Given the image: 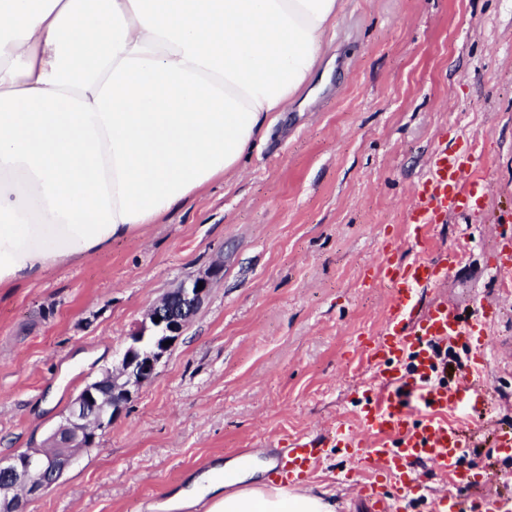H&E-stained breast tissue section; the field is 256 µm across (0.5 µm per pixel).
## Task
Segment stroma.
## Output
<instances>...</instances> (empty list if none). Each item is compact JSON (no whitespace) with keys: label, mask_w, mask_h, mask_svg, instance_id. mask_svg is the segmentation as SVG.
<instances>
[{"label":"stroma","mask_w":512,"mask_h":512,"mask_svg":"<svg viewBox=\"0 0 512 512\" xmlns=\"http://www.w3.org/2000/svg\"><path fill=\"white\" fill-rule=\"evenodd\" d=\"M324 55L314 105L284 113L236 175L92 258L0 288L7 460L42 447L153 305L222 267L155 377L26 512H157L235 449L262 460L283 435L355 427L372 374L358 344L388 299L363 269L386 245L413 256L402 213L442 136L477 145L490 192L483 210L430 230L431 250L461 251L465 269L422 299L467 312L474 294L501 296L482 269L512 241V0H345ZM462 465L476 479L465 512L512 473V457L486 446ZM348 472L368 475L327 449L307 486L337 512H365L339 481Z\"/></svg>","instance_id":"35a3bbf8"}]
</instances>
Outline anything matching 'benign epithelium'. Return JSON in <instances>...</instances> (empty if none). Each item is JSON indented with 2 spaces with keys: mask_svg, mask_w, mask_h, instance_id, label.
I'll use <instances>...</instances> for the list:
<instances>
[{
  "mask_svg": "<svg viewBox=\"0 0 512 512\" xmlns=\"http://www.w3.org/2000/svg\"><path fill=\"white\" fill-rule=\"evenodd\" d=\"M218 272L216 268L181 283L152 307L149 323L127 336V345L111 370L79 392L64 423L44 446L0 461V512H25L27 496L49 488L81 454L94 447L96 438L112 426L132 393L154 377L170 351L163 343L179 339Z\"/></svg>",
  "mask_w": 512,
  "mask_h": 512,
  "instance_id": "obj_1",
  "label": "benign epithelium"
}]
</instances>
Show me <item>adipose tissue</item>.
I'll return each mask as SVG.
<instances>
[{
	"label": "adipose tissue",
	"instance_id": "adipose-tissue-1",
	"mask_svg": "<svg viewBox=\"0 0 512 512\" xmlns=\"http://www.w3.org/2000/svg\"><path fill=\"white\" fill-rule=\"evenodd\" d=\"M344 0H0V287L128 237L235 173L308 87ZM185 512H335L228 464Z\"/></svg>",
	"mask_w": 512,
	"mask_h": 512
}]
</instances>
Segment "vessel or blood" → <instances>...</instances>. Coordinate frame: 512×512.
Returning a JSON list of instances; mask_svg holds the SVG:
<instances>
[{"mask_svg": "<svg viewBox=\"0 0 512 512\" xmlns=\"http://www.w3.org/2000/svg\"><path fill=\"white\" fill-rule=\"evenodd\" d=\"M478 162L464 143L443 142L434 149L405 208L404 221L415 231V256L398 263L386 257L364 270L365 284L383 287L389 296L382 327L359 343L367 362L381 369L380 386L363 390L357 431L339 424L320 436L280 440L269 471L273 481L302 483L326 449L343 448L375 474L374 481L357 485L368 512H402L405 501L422 496L424 487L414 474L420 463L450 478L448 488L433 498L431 512H463L472 479L461 459L472 437L447 416L491 417L495 397L483 377L492 356L484 338L500 310L480 298L474 316L465 320L454 303L442 299L423 309L417 296L421 289L445 284L461 264L452 250L428 254L427 231L446 223L449 214L482 209L487 193L484 181L473 175ZM465 340L471 343L467 372L452 389L436 379V349Z\"/></svg>", "mask_w": 512, "mask_h": 512, "instance_id": "b4317fda", "label": "vessel or blood"}]
</instances>
